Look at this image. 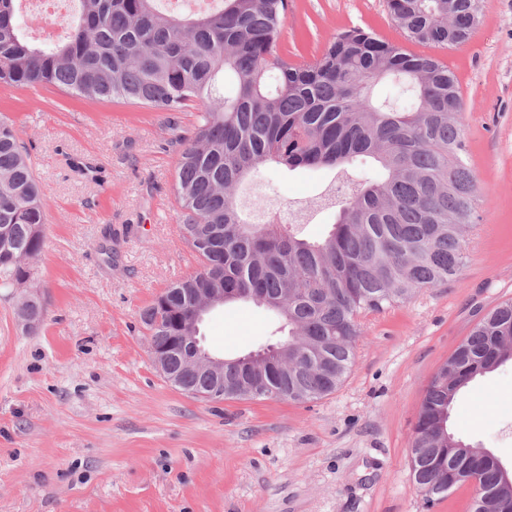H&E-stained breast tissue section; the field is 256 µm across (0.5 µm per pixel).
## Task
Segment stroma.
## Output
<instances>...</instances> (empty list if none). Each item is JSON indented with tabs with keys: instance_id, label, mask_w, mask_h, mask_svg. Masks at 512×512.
Instances as JSON below:
<instances>
[{
	"instance_id": "stroma-1",
	"label": "stroma",
	"mask_w": 512,
	"mask_h": 512,
	"mask_svg": "<svg viewBox=\"0 0 512 512\" xmlns=\"http://www.w3.org/2000/svg\"><path fill=\"white\" fill-rule=\"evenodd\" d=\"M354 27L455 73L479 221L464 232L459 278L367 315L344 383L305 404L197 399L152 361L140 312L198 269L174 192V138L192 130L194 109L0 86V117L30 151L46 214L31 284L38 330L18 324L21 289L0 287V512H470L469 485L426 510L409 454L427 385L512 299V0H480L457 47L409 41L386 0H289L278 48L309 60ZM71 158L104 182L74 174ZM327 177L270 166L252 192L284 208ZM200 334L229 359L288 331L265 308L234 303L212 309ZM448 430L512 469V360L460 393Z\"/></svg>"
}]
</instances>
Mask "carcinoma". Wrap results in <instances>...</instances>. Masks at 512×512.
<instances>
[{"mask_svg": "<svg viewBox=\"0 0 512 512\" xmlns=\"http://www.w3.org/2000/svg\"><path fill=\"white\" fill-rule=\"evenodd\" d=\"M68 35L29 40L19 0H0V85H49L87 101L155 112H198L177 166L178 222L201 269L145 307L140 319L176 389L209 401L235 397L247 374L224 364L215 380L185 370L181 336L196 289L252 302L288 327V361L263 367L271 398L305 403L335 392L355 359L360 316L412 291L456 279L477 186L458 81L437 59L362 28L334 35L321 55L295 62L277 48L288 0H214L174 14L162 0H76ZM393 22L419 44L458 46L472 29L448 23V0H386ZM327 170L314 209H337L321 241L300 224L251 220L241 188L270 163ZM45 207L31 158L0 118V286L23 288L44 245ZM43 311L23 298L21 323ZM512 300L480 319L428 384L410 448L416 489L431 509L449 487L477 478L472 512H512V477L498 459L448 432L449 408L477 376L512 358Z\"/></svg>", "mask_w": 512, "mask_h": 512, "instance_id": "cac0c4a2", "label": "carcinoma"}]
</instances>
